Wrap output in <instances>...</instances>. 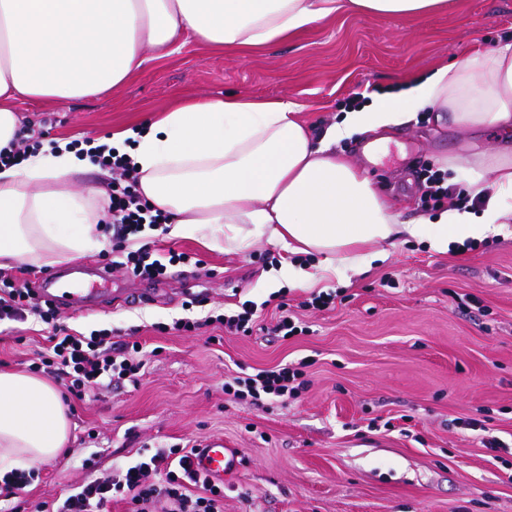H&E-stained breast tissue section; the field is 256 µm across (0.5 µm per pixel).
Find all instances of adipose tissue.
<instances>
[{"label":"adipose tissue","mask_w":512,"mask_h":512,"mask_svg":"<svg viewBox=\"0 0 512 512\" xmlns=\"http://www.w3.org/2000/svg\"><path fill=\"white\" fill-rule=\"evenodd\" d=\"M448 0H0V151L22 136L17 100L101 94L166 57L184 33L211 46H267L345 13L416 18ZM428 109L500 144L468 147L467 191L483 205L400 222L360 166L337 153L355 134ZM303 104L224 97L187 100L106 139L128 154L138 189L170 217V233L227 253L264 240L285 254L277 276L294 288L365 272L414 239L445 253L499 235L512 217V36L409 78L403 88L345 110L324 132ZM86 162L74 150L28 155L0 168V267L39 264L96 245L102 190L74 187ZM67 409L47 380L0 370V473L48 462L66 448Z\"/></svg>","instance_id":"ef3b65f1"}]
</instances>
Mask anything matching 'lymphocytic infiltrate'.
I'll list each match as a JSON object with an SVG mask.
<instances>
[{
	"instance_id": "f902f5d3",
	"label": "lymphocytic infiltrate",
	"mask_w": 512,
	"mask_h": 512,
	"mask_svg": "<svg viewBox=\"0 0 512 512\" xmlns=\"http://www.w3.org/2000/svg\"><path fill=\"white\" fill-rule=\"evenodd\" d=\"M93 159L112 173L110 211L117 226L112 246L114 252L125 257L127 273L136 279L154 282L165 278L168 264L191 263L189 253L169 250L167 260L156 257L150 244L129 251L125 243L130 236L139 234L143 227L168 233V215L152 213L136 192L138 173L132 161L117 154H94ZM257 313L253 301L240 302L233 314L209 315L200 319H179L172 324L157 323L153 329L165 334L178 331L186 334L218 325L235 333L249 334ZM35 315L53 328L49 345L38 352L30 368L43 371L63 385L74 398L100 385L102 378L137 381L144 363L139 354V342H115L111 332L95 330L89 335L71 334L56 323L51 304L41 302L30 282L18 281L0 270V323L23 322ZM300 369L282 366L261 370L247 377H236L225 383L224 391L237 399L261 402L283 398L291 394L290 387ZM193 452L187 448H172L140 459L120 469L112 477L76 486L61 501L55 512H105L114 497H121L130 506V512H157L159 500H166L169 512H224V487L198 474L192 468ZM165 470L166 483L156 486L151 482L152 472Z\"/></svg>"
}]
</instances>
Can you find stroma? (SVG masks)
I'll list each match as a JSON object with an SVG mask.
<instances>
[{
    "label": "stroma",
    "mask_w": 512,
    "mask_h": 512,
    "mask_svg": "<svg viewBox=\"0 0 512 512\" xmlns=\"http://www.w3.org/2000/svg\"><path fill=\"white\" fill-rule=\"evenodd\" d=\"M512 35V0H451L448 8L406 20L343 14L251 49H220L181 38L170 56L149 59L124 84L59 102L21 100L15 108L39 147L111 136L187 97L238 96L305 104L304 118L325 127L364 94L458 60L478 45ZM381 139L372 179L401 221L428 216L422 174L451 156L466 157L473 135L419 118L343 141L339 152L366 164L362 148ZM100 248L41 266L18 264L19 279L40 281L64 267L84 269L89 288L102 267L112 226L99 221ZM197 254L199 265L169 267L154 302L131 306L140 281L113 271L112 301L96 310L60 308L74 331L133 334L145 363L138 381L113 380L69 399L68 450L35 466V477L11 496L6 512H35L74 486L102 479L172 446L223 440L242 465L224 481V512H512V452L483 447V428L512 445V223L473 250L439 253L409 240L350 278L317 290L287 291L290 316L303 334L274 331L281 314L265 285L278 248L256 242L243 254L190 238L158 237ZM335 294L328 309L308 308L315 292ZM202 305L185 307L189 294ZM254 301L251 335L159 334L154 323L229 313ZM48 327L29 316L0 332V368L28 371L47 347ZM305 363L296 396L261 404L234 399L232 378Z\"/></svg>",
    "instance_id": "obj_1"
}]
</instances>
